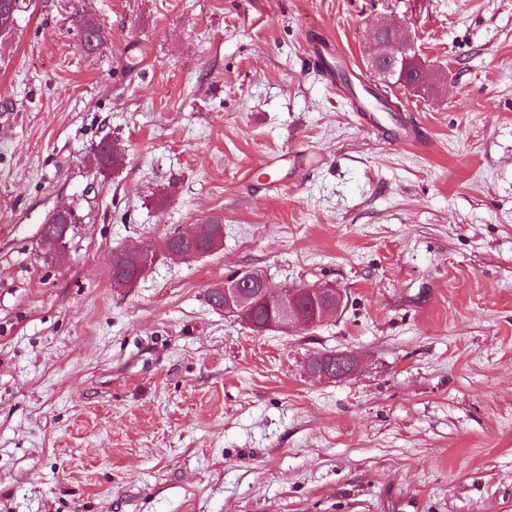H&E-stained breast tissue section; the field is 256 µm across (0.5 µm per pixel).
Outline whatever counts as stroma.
<instances>
[{
	"label": "stroma",
	"instance_id": "1",
	"mask_svg": "<svg viewBox=\"0 0 512 512\" xmlns=\"http://www.w3.org/2000/svg\"><path fill=\"white\" fill-rule=\"evenodd\" d=\"M22 7L0 41V512H512V0ZM380 19L447 76L387 88L417 147L307 64L326 36L364 76ZM213 217L220 248L113 287L114 254ZM252 270L343 308L254 332L206 298ZM336 353L352 376L308 372Z\"/></svg>",
	"mask_w": 512,
	"mask_h": 512
}]
</instances>
